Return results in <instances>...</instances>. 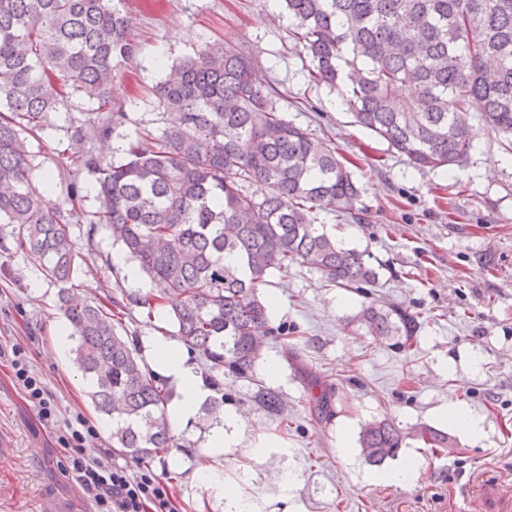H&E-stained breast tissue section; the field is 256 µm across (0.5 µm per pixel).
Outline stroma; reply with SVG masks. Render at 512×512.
Returning a JSON list of instances; mask_svg holds the SVG:
<instances>
[{
	"mask_svg": "<svg viewBox=\"0 0 512 512\" xmlns=\"http://www.w3.org/2000/svg\"><path fill=\"white\" fill-rule=\"evenodd\" d=\"M114 2L137 47L113 71L112 104L127 118L111 138L79 140L67 127L80 113H57L53 126L28 139L37 175L59 178L74 153L115 157L140 129H162L153 89L166 66L208 42L230 45L249 54L261 83L279 92L286 119L335 148L352 171L361 223L327 211L317 222L344 247L369 253L379 283L357 292L329 285L304 266L274 273L264 295L276 332L253 379H224V410L245 424L235 446L209 456L207 433L194 418L176 430L185 447L142 465L113 452L111 432L101 429L90 399V378L71 351L56 349L66 326L58 287L16 248L11 225L0 224V350L24 349L57 420L41 424L1 358L0 512H92L67 472L72 451L56 439L58 426L78 414L95 429L85 456L153 472L169 485L176 512H232L216 481L201 478L206 469L239 485L252 512H463L468 499L481 512H512V151L477 121L467 163L416 168L356 123L336 91L309 83V60L292 38V21L271 0ZM84 192L80 217L70 223L78 295L97 301L149 292L146 277L129 280L113 265L120 247L103 225H91L93 184ZM371 301L416 316L412 349L402 348L401 337L374 336L359 325L356 316ZM118 330L146 360L151 337H171L173 326L165 312L149 318L133 308ZM287 344L296 354L291 362L283 355ZM312 378L334 388L332 415L315 409ZM262 386L287 402V422L256 403ZM452 404L479 420L477 433L456 428L446 414ZM383 416L405 429L443 430L454 446L438 453L411 440L397 460L369 465L358 432ZM260 441L265 448L258 454ZM399 463L415 466L416 478L391 482ZM285 471L293 476L287 489L278 480Z\"/></svg>",
	"mask_w": 512,
	"mask_h": 512,
	"instance_id": "35a3bbf8",
	"label": "stroma"
}]
</instances>
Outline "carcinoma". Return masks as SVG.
I'll return each instance as SVG.
<instances>
[{"label":"carcinoma","mask_w":512,"mask_h":512,"mask_svg":"<svg viewBox=\"0 0 512 512\" xmlns=\"http://www.w3.org/2000/svg\"><path fill=\"white\" fill-rule=\"evenodd\" d=\"M293 39L311 62L309 78L336 90L357 122L420 168L460 166L478 120L512 144V0H283ZM126 19L112 0H0V224L16 248L60 285L59 308L76 342V361L93 382L95 409L112 417V446L137 462L182 447L166 407L171 391L118 333L123 310L167 312L176 336L218 374L253 375L266 346L261 288L291 265L344 288L379 279L365 252L336 243L315 224L329 210L356 223L359 188L335 149L288 121L277 92L258 80L252 58L204 45L168 67L155 86L164 128L129 140L115 160L70 156L60 195L76 206L83 177L95 181L102 224L157 290L122 300L79 302L70 213L37 191L24 134L52 125L84 87L97 106L76 129L101 138L126 113L112 108V71L133 55ZM410 85L406 98L400 88ZM359 320L377 336L410 340L417 319L372 304ZM258 402L279 415L283 400ZM224 421V400L203 416ZM449 447L431 426L403 431L388 418L365 423L359 446L381 466L406 440Z\"/></svg>","instance_id":"obj_1"}]
</instances>
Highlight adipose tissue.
<instances>
[{"mask_svg":"<svg viewBox=\"0 0 512 512\" xmlns=\"http://www.w3.org/2000/svg\"><path fill=\"white\" fill-rule=\"evenodd\" d=\"M151 354L154 364L178 391L177 398L167 409L169 421L175 426L182 425L193 418L200 405L208 400L210 390L188 364L185 353L175 349L166 338L152 339Z\"/></svg>","mask_w":512,"mask_h":512,"instance_id":"adipose-tissue-1","label":"adipose tissue"}]
</instances>
